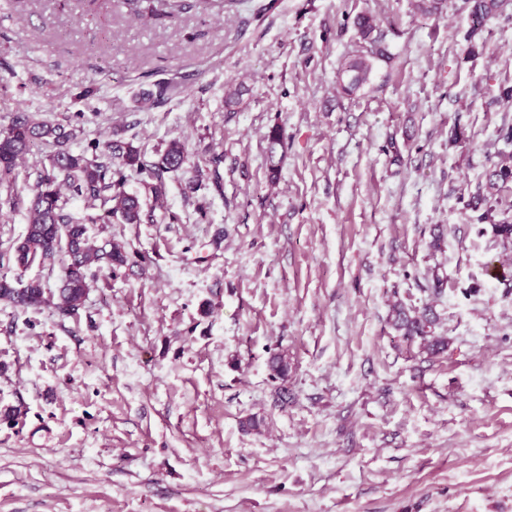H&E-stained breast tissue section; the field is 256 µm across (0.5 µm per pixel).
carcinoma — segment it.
Masks as SVG:
<instances>
[{"label": "carcinoma", "mask_w": 512, "mask_h": 512, "mask_svg": "<svg viewBox=\"0 0 512 512\" xmlns=\"http://www.w3.org/2000/svg\"><path fill=\"white\" fill-rule=\"evenodd\" d=\"M129 14L169 17L188 8L186 0H123ZM470 23L468 37L480 33L488 22L512 8L509 0H465ZM355 26L362 43L360 52L346 59L340 68L341 91L352 95L369 84L373 73L382 64L392 66L394 55L386 42V33L372 16L361 14ZM174 81H157L140 94L139 104L152 106L169 99L177 92ZM83 133L81 114L61 120L38 118L22 113L0 128V187H13L18 162L35 142L50 144L54 151L48 165L37 172L33 199L24 235L12 246L14 263L23 272L30 266H59L58 287L50 289L38 279L25 283L6 275L0 276V302L23 310L52 306L62 316H72L84 306L90 291L87 271L95 266L112 270L127 263L123 248L109 241L99 245L87 231L89 224H144L154 221L151 198L158 202L166 193V177L186 174L190 170L184 144L173 139L154 161L145 159L134 139L123 136L124 129H114L104 141H92L87 148L72 149V143ZM500 160L487 173L486 181L467 203L478 213L477 220L492 218L501 194L512 191V153L498 152ZM144 188L146 198L128 191L131 179ZM80 199L91 210L82 221L67 211L68 199ZM501 240L503 252H512V220L504 217L493 224ZM393 327L406 339H420L423 348L438 354L448 341L435 335L437 316L432 308L410 310L402 303L392 308ZM273 375L288 377L290 362L284 353L269 358Z\"/></svg>", "instance_id": "obj_1"}]
</instances>
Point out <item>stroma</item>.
<instances>
[{
    "label": "stroma",
    "mask_w": 512,
    "mask_h": 512,
    "mask_svg": "<svg viewBox=\"0 0 512 512\" xmlns=\"http://www.w3.org/2000/svg\"><path fill=\"white\" fill-rule=\"evenodd\" d=\"M189 2L0 0V127L81 112V147L123 126L151 160L224 157L220 184L169 179L156 223L90 225L128 261L90 268L76 316L0 303V512H512V269L487 275L466 206L512 123V13L473 54L463 0ZM361 12L395 60L340 98ZM161 79L180 95L137 110ZM50 152L0 188V273ZM398 301L435 309L445 353L399 335ZM143 3H149L143 7ZM128 13L136 17L146 15L155 17H169L180 13L191 6H188L186 0H124Z\"/></svg>",
    "instance_id": "obj_1"
}]
</instances>
